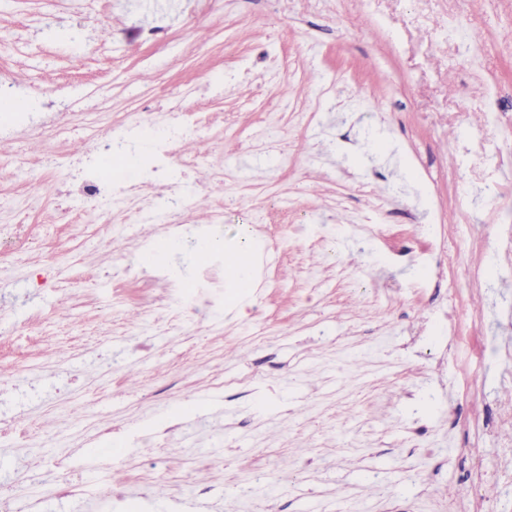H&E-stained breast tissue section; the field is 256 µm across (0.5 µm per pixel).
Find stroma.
<instances>
[{"label": "stroma", "mask_w": 512, "mask_h": 512, "mask_svg": "<svg viewBox=\"0 0 512 512\" xmlns=\"http://www.w3.org/2000/svg\"><path fill=\"white\" fill-rule=\"evenodd\" d=\"M153 9L0 0V75L71 120L0 140V163L92 149L85 113L193 89L224 120L185 146L193 218L223 204L233 245L263 211L273 256L175 331L198 238L54 224L58 175L0 180V225L23 203L37 241L0 258V418L34 435L0 436V493L60 440L82 495L30 488L39 512H108L109 490L130 512H512V0H198L158 45ZM274 119L284 157L249 144ZM217 162L233 177L210 191ZM143 240V270L118 273ZM431 245L433 267L389 261Z\"/></svg>", "instance_id": "1"}]
</instances>
